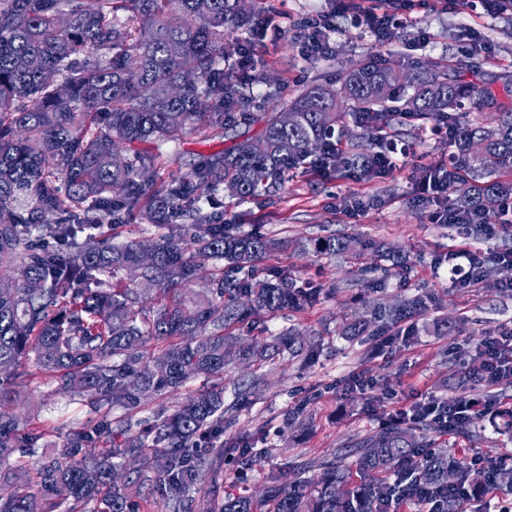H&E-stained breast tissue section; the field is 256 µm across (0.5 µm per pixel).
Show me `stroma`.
<instances>
[{
  "instance_id": "35a3bbf8",
  "label": "stroma",
  "mask_w": 512,
  "mask_h": 512,
  "mask_svg": "<svg viewBox=\"0 0 512 512\" xmlns=\"http://www.w3.org/2000/svg\"><path fill=\"white\" fill-rule=\"evenodd\" d=\"M263 16L280 25L290 18L317 11H335L336 47L332 56L307 61L297 52L292 34L264 42V77L253 93L265 108L292 99L307 86L328 83L340 87L344 73L375 56L414 70L432 62L455 68L458 48L469 29H477L491 46L479 58L478 73L462 71L466 82L491 83L501 102L512 101L503 84L512 82V12L495 18H475L428 0L415 8L413 24L390 29L378 42L352 22L351 11L337 10L334 0H262ZM430 34L417 41L418 29ZM399 145L407 154L400 168L370 180L332 170L321 174L308 168L295 173L275 204L263 198L238 201L224 198V217L240 232H260L274 248L254 268L257 278L276 269L287 270L296 287L314 283L311 300L275 316L262 315L232 334L243 344L272 342L291 333L302 334L298 355L254 366L233 361L224 368V401L233 403L240 391L250 402L224 416V440L247 439L258 454L257 465L240 479L239 469L225 463L220 475L205 476L195 493L196 512H216L224 496L261 489L263 477L304 460L334 457L340 449L379 433L385 426L391 398L415 402L425 396L456 394L464 378L462 360L486 332L512 323V291L501 290L512 272L498 269L494 284L455 288L448 278V247L466 240L480 250H512V231L500 224L472 227L429 223L415 188L425 167L447 159L450 148L431 129L413 123L398 128ZM230 137L208 138L200 132L183 137L169 152L171 172L187 171L203 156L231 147ZM339 235L354 243L346 254L316 252L317 239ZM421 294L433 298L430 309L412 321L407 347L387 349L372 357V332L348 336L345 326L371 318L381 308L395 306ZM464 319V332H447L444 323ZM363 374L370 390L351 389L352 374ZM0 410L37 416L47 428L45 452L61 449L70 424L95 419L88 397L58 398L48 379L27 376ZM499 416L489 413L478 424L441 436L431 427L417 429L420 439L449 456L466 450L480 454L473 472L483 469L482 458L512 456V440L501 433Z\"/></svg>"
}]
</instances>
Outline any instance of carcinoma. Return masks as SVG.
I'll return each instance as SVG.
<instances>
[{
	"mask_svg": "<svg viewBox=\"0 0 512 512\" xmlns=\"http://www.w3.org/2000/svg\"><path fill=\"white\" fill-rule=\"evenodd\" d=\"M261 14L260 0H0V403L32 359L54 394L94 395L97 414L42 455L34 477L0 493V512H137L136 494L164 512H194L198 482L224 454L250 468L252 449L221 441L224 414L238 410L224 405L221 384L133 422L149 397L222 378L232 356L266 363L301 347L293 334L240 347L224 335L256 314L301 305L286 271L253 280L226 278L219 267L209 288L188 294L200 260L243 270L272 247L224 223L219 196L273 200L317 157L371 178L378 158L394 153L386 129L396 115L433 126L456 117L466 98L486 107L496 100L438 64L411 75L368 59L340 90L315 84L261 115L263 151L244 138L185 174H165L162 146L193 130L221 138L250 119L235 113L251 95L232 69ZM346 116L362 133L344 142L336 124ZM458 145V210L489 219L494 203L512 196V180L500 174L512 168V107L464 125ZM143 222L157 229L152 237L117 241L119 228ZM147 246L154 264L145 267ZM315 249L347 253L351 243L329 238ZM426 310L416 297L390 317ZM114 408L124 414L112 417ZM44 437L0 412V484L16 479ZM315 467L312 490L271 471L261 493L228 496L218 512H394L395 495L416 489L428 492L433 512H461L452 492L482 489L448 454H421L398 425L346 455L297 465Z\"/></svg>",
	"mask_w": 512,
	"mask_h": 512,
	"instance_id": "cac0c4a2",
	"label": "carcinoma"
}]
</instances>
